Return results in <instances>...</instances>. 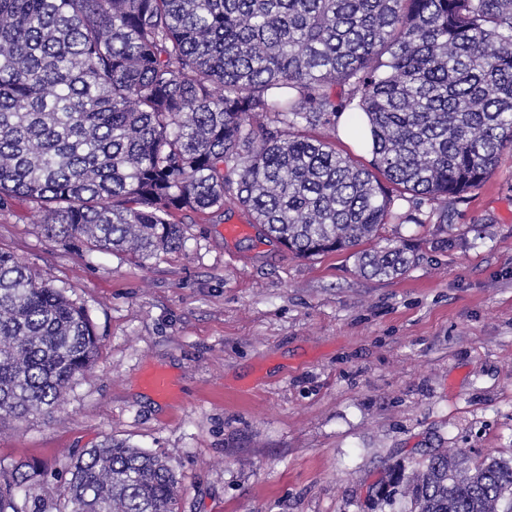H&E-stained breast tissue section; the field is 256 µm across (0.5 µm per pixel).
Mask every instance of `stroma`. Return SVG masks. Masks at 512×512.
I'll return each instance as SVG.
<instances>
[{
    "label": "stroma",
    "mask_w": 512,
    "mask_h": 512,
    "mask_svg": "<svg viewBox=\"0 0 512 512\" xmlns=\"http://www.w3.org/2000/svg\"><path fill=\"white\" fill-rule=\"evenodd\" d=\"M429 212L386 225L418 259L378 280L345 252L293 256L232 203L177 214L182 248L142 261L49 238L12 200L0 249L88 310L100 351L51 416L0 426V460L61 471L125 439L170 461L179 512H407L369 489L420 453L511 460L512 152L448 243Z\"/></svg>",
    "instance_id": "stroma-1"
}]
</instances>
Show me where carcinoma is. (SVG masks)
I'll list each match as a JSON object with an SVG mask.
<instances>
[{"label": "carcinoma", "mask_w": 512, "mask_h": 512, "mask_svg": "<svg viewBox=\"0 0 512 512\" xmlns=\"http://www.w3.org/2000/svg\"><path fill=\"white\" fill-rule=\"evenodd\" d=\"M365 124L371 163L336 149ZM512 149V0H0V206L25 198L51 238L141 259L174 220L232 202L308 258L368 278L415 262L391 220L448 206ZM407 203L393 212L395 200ZM99 348L88 312L0 251V425L50 414ZM0 464V512H178L162 456L103 440L67 464ZM410 512H512V460L423 458Z\"/></svg>", "instance_id": "cac0c4a2"}]
</instances>
